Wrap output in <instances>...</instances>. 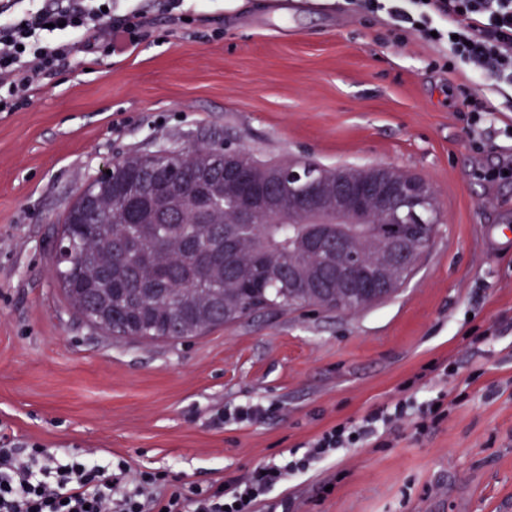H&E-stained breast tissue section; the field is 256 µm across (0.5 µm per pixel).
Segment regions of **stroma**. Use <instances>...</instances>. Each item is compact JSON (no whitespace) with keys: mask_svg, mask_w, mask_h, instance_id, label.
Wrapping results in <instances>:
<instances>
[{"mask_svg":"<svg viewBox=\"0 0 512 512\" xmlns=\"http://www.w3.org/2000/svg\"><path fill=\"white\" fill-rule=\"evenodd\" d=\"M126 54L63 67L28 107L0 112V436L58 456L98 448L190 482H241L329 427L446 396L425 430L389 426L289 476L262 512H512V86L487 79L483 151L457 116L437 47L386 43L394 20L350 0H184ZM206 142L264 161L377 164L430 181L442 222L388 299L346 313L268 308L205 335L115 339L67 307L57 219L132 150ZM262 416L216 424L224 408Z\"/></svg>","mask_w":512,"mask_h":512,"instance_id":"1","label":"stroma"}]
</instances>
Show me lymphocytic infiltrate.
<instances>
[{
  "instance_id": "f902f5d3",
  "label": "lymphocytic infiltrate",
  "mask_w": 512,
  "mask_h": 512,
  "mask_svg": "<svg viewBox=\"0 0 512 512\" xmlns=\"http://www.w3.org/2000/svg\"><path fill=\"white\" fill-rule=\"evenodd\" d=\"M368 12H387L401 43L408 32L444 43L434 61L449 75H463L458 102L464 129L483 147L482 126L494 107L471 92L483 76L512 84V0H353ZM112 0H0V108L29 106L46 80L69 61L95 62L134 48L151 12L172 13L180 0H132L112 15ZM409 401L371 412L362 422L337 424L305 444L302 459L267 463L244 483L200 486L166 471H136L100 451L61 459L43 446L0 447V512H256L267 493L310 462L379 434L408 415Z\"/></svg>"
}]
</instances>
